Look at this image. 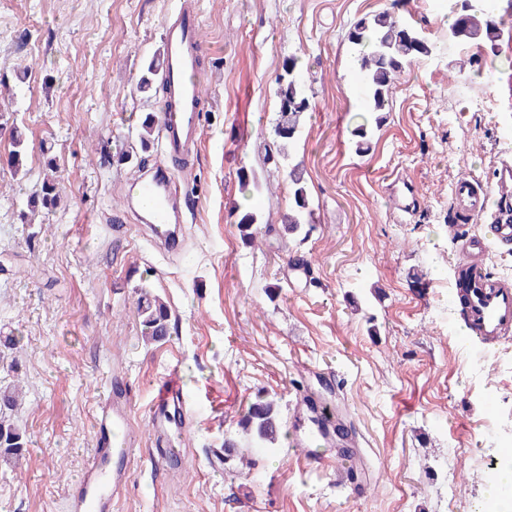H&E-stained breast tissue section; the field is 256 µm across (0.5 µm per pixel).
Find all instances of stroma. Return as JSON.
I'll return each instance as SVG.
<instances>
[{"mask_svg":"<svg viewBox=\"0 0 512 512\" xmlns=\"http://www.w3.org/2000/svg\"><path fill=\"white\" fill-rule=\"evenodd\" d=\"M178 3L0 0V336L16 340L0 351V385L21 388L11 418L27 441L19 460L0 461V512H65L116 378L133 398L138 445L112 512H474L493 476L474 461L489 451L490 423L512 411V362L462 332L448 303L458 263L448 203L458 177L488 187L512 164V15L494 53L452 43L405 66L359 153L351 24L388 10L435 40L452 13L432 0H198L213 68L201 145L177 178L183 257L150 240L131 190L142 166L166 161L159 142L137 148L142 113L162 103L137 82ZM292 56L314 98L283 161L275 79ZM15 127L18 172L4 162ZM122 148L129 163L103 160ZM294 164L315 210L305 238L280 224ZM51 167L57 203L29 213ZM243 169L255 175L247 192ZM398 174L420 193L405 220L385 192ZM247 207L258 213L251 244L236 226ZM295 259L305 275L290 270ZM437 264L442 278L429 277ZM144 291L169 308L165 341L142 339ZM174 365L191 408L167 410L184 431L166 440L158 477L146 406ZM309 394L345 420L354 481L337 487L286 441L251 449L247 473L217 460L257 396L276 398L290 432Z\"/></svg>","mask_w":512,"mask_h":512,"instance_id":"stroma-1","label":"stroma"}]
</instances>
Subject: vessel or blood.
<instances>
[{
	"label": "vessel or blood",
	"instance_id": "vessel-or-blood-1",
	"mask_svg": "<svg viewBox=\"0 0 512 512\" xmlns=\"http://www.w3.org/2000/svg\"><path fill=\"white\" fill-rule=\"evenodd\" d=\"M163 41L166 93L159 129L168 155L185 157L198 150L204 110L202 86L189 75L200 71L208 56L194 0H181L164 25ZM490 195L466 177L459 178L451 189L450 209L459 219L453 227L462 257L458 270L465 282L451 290L450 298L464 306L477 336L496 343L512 334V286L492 276L484 260L491 244H512V216L500 214L485 236L470 234L464 225L470 216L486 212ZM139 201L154 238L178 247L184 214L174 174L160 168L141 178ZM182 396L180 376L176 370H169L154 388L149 405L155 436H164L165 410ZM131 403L127 395L110 396L101 403L93 450L78 486L67 498V512H112V502L127 481L126 464L132 456L134 440L128 424ZM306 410L313 415L316 439L327 447H336L337 417L313 401L307 403Z\"/></svg>",
	"mask_w": 512,
	"mask_h": 512
}]
</instances>
